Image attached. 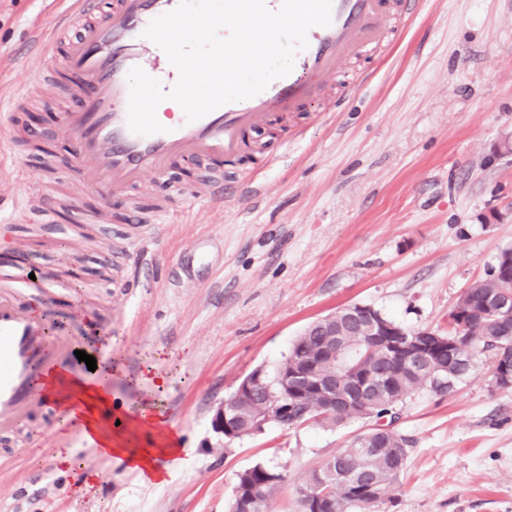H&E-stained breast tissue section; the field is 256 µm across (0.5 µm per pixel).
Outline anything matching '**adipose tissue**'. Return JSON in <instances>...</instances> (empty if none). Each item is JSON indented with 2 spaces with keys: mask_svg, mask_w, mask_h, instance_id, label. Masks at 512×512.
I'll list each match as a JSON object with an SVG mask.
<instances>
[{
  "mask_svg": "<svg viewBox=\"0 0 512 512\" xmlns=\"http://www.w3.org/2000/svg\"><path fill=\"white\" fill-rule=\"evenodd\" d=\"M112 367L98 363L97 368L84 384L77 387V400L69 409V418L84 421L89 433L97 436L103 453L117 461L126 463L138 471L143 482L159 485L165 480L172 466L181 462L185 451L168 433L166 422L156 413L153 405H146L140 412L144 429L148 432L145 446L129 447L127 440L100 435L98 416L111 407L109 379Z\"/></svg>",
  "mask_w": 512,
  "mask_h": 512,
  "instance_id": "adipose-tissue-1",
  "label": "adipose tissue"
}]
</instances>
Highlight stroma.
<instances>
[{
	"label": "stroma",
	"instance_id": "obj_1",
	"mask_svg": "<svg viewBox=\"0 0 512 512\" xmlns=\"http://www.w3.org/2000/svg\"><path fill=\"white\" fill-rule=\"evenodd\" d=\"M58 9L0 0V102L33 133L0 153V198L54 196L89 210L97 203L57 129V112L79 102L44 81L31 47ZM224 182L222 202L153 223L158 204L178 207L181 192L205 184L180 163L112 202L128 221L77 237L64 222L22 216L0 241L4 251L38 237L32 265L69 278L59 323L82 343L104 331L120 367L113 398L135 415L155 396L191 451L161 486L95 461L92 487L80 489L52 445L65 437L76 455L79 438L36 404L0 438V452L23 443L0 459V512H229L237 473L258 463L283 476L271 512H298L311 471L365 421L271 423L226 444L213 412L338 307L366 304L407 329L447 334L458 297L512 249V0H419L375 53L339 64L313 111L252 132ZM492 364L478 354L452 393L422 389L405 402L396 428L410 441L406 469L373 512H512V388L495 386Z\"/></svg>",
	"mask_w": 512,
	"mask_h": 512
}]
</instances>
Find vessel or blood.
<instances>
[{"mask_svg": "<svg viewBox=\"0 0 512 512\" xmlns=\"http://www.w3.org/2000/svg\"><path fill=\"white\" fill-rule=\"evenodd\" d=\"M178 4L179 0H114L101 14L97 0H66L53 28L36 33L35 47L52 77L74 90L92 91L80 109L61 113L58 123L75 150L78 182L100 198L122 197L146 176L162 174L180 161L203 159L221 167L226 158L239 153L247 133L268 125L277 113L309 110L337 65L379 46L398 18L414 14L418 0H400L394 8L387 0H333L331 24L309 29L308 46L297 53L289 75L252 98L226 103L193 122L182 113H164L163 132L138 135L128 125V74L132 68L145 67V28ZM77 23L82 26L79 35L64 39V31ZM36 209L31 197L0 205V225H11L17 216ZM35 291L52 299L61 293L55 276L33 270L22 256L12 255L0 265L4 436L27 417L33 386L41 387V407L52 419L67 411L70 386L83 378L73 337L49 338L45 319L27 312L25 301Z\"/></svg>", "mask_w": 512, "mask_h": 512, "instance_id": "1", "label": "vessel or blood"}]
</instances>
